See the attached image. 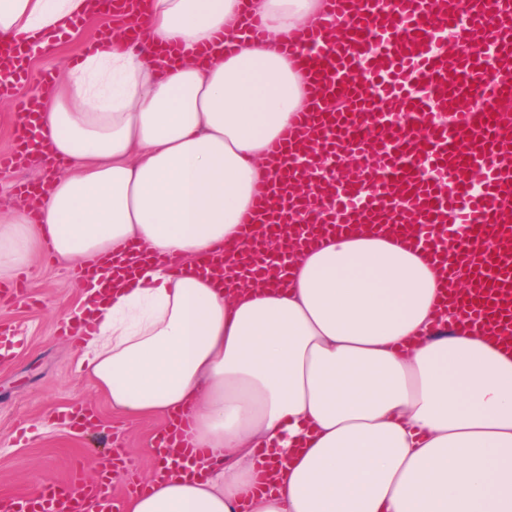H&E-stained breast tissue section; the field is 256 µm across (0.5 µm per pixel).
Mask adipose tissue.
Masks as SVG:
<instances>
[{"instance_id":"obj_1","label":"adipose tissue","mask_w":512,"mask_h":512,"mask_svg":"<svg viewBox=\"0 0 512 512\" xmlns=\"http://www.w3.org/2000/svg\"><path fill=\"white\" fill-rule=\"evenodd\" d=\"M147 0L139 41L95 40L34 130L65 171L0 213V280L50 247L95 267L140 243L135 280L104 297L80 366L113 411L185 413L200 473L123 512H512V350L436 317L439 267L361 224L294 253L280 283L194 274L241 237L267 152L310 108L285 47L322 0ZM85 0H0V39L49 49ZM181 260L183 271L171 268ZM281 465L259 494V450Z\"/></svg>"}]
</instances>
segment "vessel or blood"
Returning a JSON list of instances; mask_svg holds the SVG:
<instances>
[{
  "instance_id": "obj_1",
  "label": "vessel or blood",
  "mask_w": 512,
  "mask_h": 512,
  "mask_svg": "<svg viewBox=\"0 0 512 512\" xmlns=\"http://www.w3.org/2000/svg\"><path fill=\"white\" fill-rule=\"evenodd\" d=\"M329 25L299 31L290 52L313 77L310 109L271 148L278 189L257 190L253 208L276 233L287 208L293 249L350 224L417 225L415 243L442 259L449 279L472 275L453 304L464 323L495 335L512 330V0H325ZM29 77L16 49L0 48V97ZM369 155L354 177H328L321 154ZM312 193L293 197L291 181ZM93 424L88 405L58 416ZM172 469L191 473L200 454L180 430L155 443ZM97 479L72 468L66 481L1 499L0 512H113V483L144 493L122 448L99 460Z\"/></svg>"
}]
</instances>
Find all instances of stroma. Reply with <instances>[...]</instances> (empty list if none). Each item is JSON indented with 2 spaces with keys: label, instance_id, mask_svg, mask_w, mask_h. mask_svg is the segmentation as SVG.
<instances>
[{
  "label": "stroma",
  "instance_id": "obj_1",
  "mask_svg": "<svg viewBox=\"0 0 512 512\" xmlns=\"http://www.w3.org/2000/svg\"><path fill=\"white\" fill-rule=\"evenodd\" d=\"M110 15L79 28L56 51L41 55L29 65L30 85L42 72L63 74L77 63L84 46ZM38 282L33 294L37 305L0 301V324H9L22 341L20 348L0 353V492L29 493L46 480L67 478L74 461L84 459L87 475H94L100 435H74L46 424V416L74 402L94 407L102 429L115 430L127 452L136 459L140 476L156 466L147 448L164 426L159 416L128 419L116 415L110 402L79 368L81 350L57 338L58 322L77 301L70 270L39 259L33 270Z\"/></svg>",
  "mask_w": 512,
  "mask_h": 512
}]
</instances>
